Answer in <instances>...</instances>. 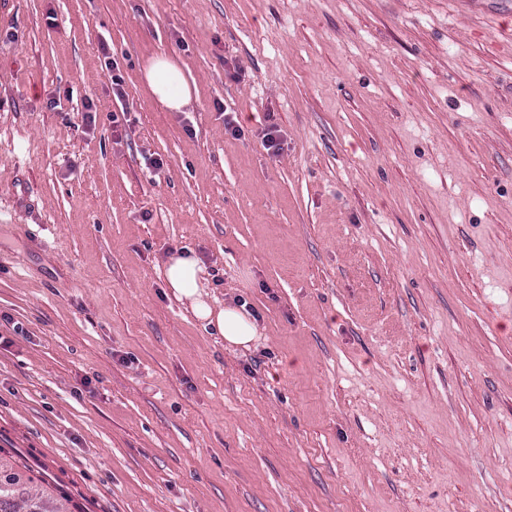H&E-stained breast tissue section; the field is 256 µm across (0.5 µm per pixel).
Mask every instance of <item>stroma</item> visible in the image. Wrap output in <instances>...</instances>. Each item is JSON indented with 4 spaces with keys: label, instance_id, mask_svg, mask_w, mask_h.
I'll list each match as a JSON object with an SVG mask.
<instances>
[{
    "label": "stroma",
    "instance_id": "obj_1",
    "mask_svg": "<svg viewBox=\"0 0 512 512\" xmlns=\"http://www.w3.org/2000/svg\"><path fill=\"white\" fill-rule=\"evenodd\" d=\"M1 210L0 454L71 512H512V0H10ZM152 93L171 110H180L190 99L191 87L179 66L168 57H157L144 71ZM202 267L190 253L179 252L165 265L164 278L167 288L178 301L187 303L189 311L204 326H211L224 341L232 346L247 347L257 336L254 320L234 306L216 307L205 300L199 290Z\"/></svg>",
    "mask_w": 512,
    "mask_h": 512
}]
</instances>
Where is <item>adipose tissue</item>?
<instances>
[{
	"label": "adipose tissue",
	"mask_w": 512,
	"mask_h": 512,
	"mask_svg": "<svg viewBox=\"0 0 512 512\" xmlns=\"http://www.w3.org/2000/svg\"><path fill=\"white\" fill-rule=\"evenodd\" d=\"M144 77L152 93L172 110L181 109L190 99L191 87L179 66L168 57L150 62ZM202 268L189 253H178L169 258L164 269L165 283L178 301L186 303L189 311L204 326L215 329L226 343L248 346L257 336L254 320L234 306L217 307L205 300L199 290Z\"/></svg>",
	"instance_id": "obj_1"
}]
</instances>
